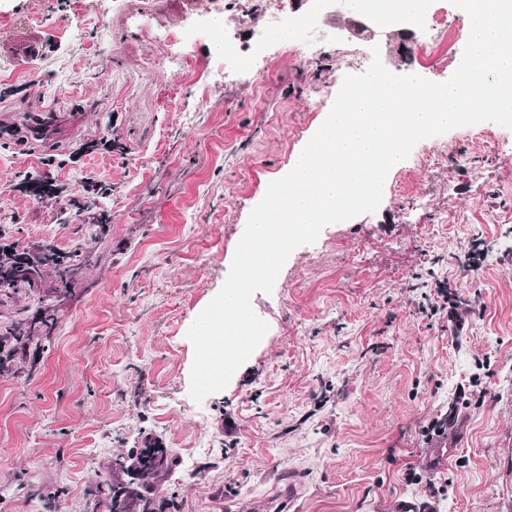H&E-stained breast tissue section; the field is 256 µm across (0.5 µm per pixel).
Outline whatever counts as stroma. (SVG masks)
<instances>
[{"label":"stroma","instance_id":"stroma-1","mask_svg":"<svg viewBox=\"0 0 512 512\" xmlns=\"http://www.w3.org/2000/svg\"><path fill=\"white\" fill-rule=\"evenodd\" d=\"M195 7L0 0V243L92 256L29 347L30 375H0V512L49 497L91 512L90 486L148 436L183 460L155 490L176 512H512V130L496 123L419 142L376 212L294 250L251 298L268 331L247 362L202 403L189 395L187 331L359 54L376 45L389 71L446 81L462 10L430 0L449 37L423 54L398 28L350 33V6L339 38L205 86L161 37ZM29 33L45 50L25 62ZM30 112L63 120L28 140ZM433 151L447 167H427ZM451 414L458 427L428 434Z\"/></svg>","mask_w":512,"mask_h":512}]
</instances>
